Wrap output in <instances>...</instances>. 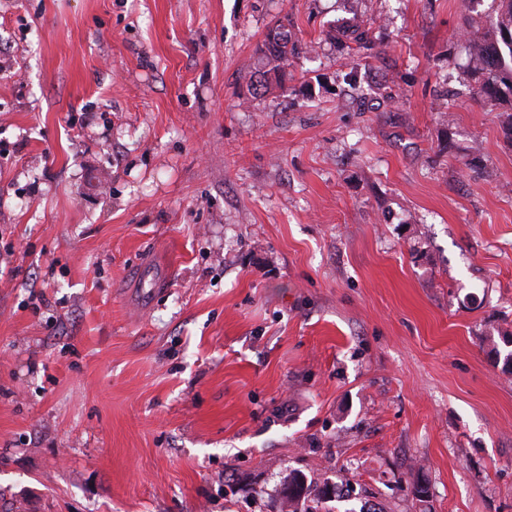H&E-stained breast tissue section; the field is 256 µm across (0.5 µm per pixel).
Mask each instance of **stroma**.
<instances>
[{"label": "stroma", "instance_id": "1", "mask_svg": "<svg viewBox=\"0 0 512 512\" xmlns=\"http://www.w3.org/2000/svg\"><path fill=\"white\" fill-rule=\"evenodd\" d=\"M495 16L0 0V512H280L293 470L350 484L320 512H512ZM498 2L497 20L472 42L473 74L480 80L479 94L512 103V0ZM330 35L341 42H350L355 44L361 52L370 51L373 47V42L369 35V29L362 21L352 23L350 25L341 24L333 26L330 29ZM272 32H274L273 36ZM261 52L267 66L276 63L266 72H274L275 79L282 82L285 77V69L288 67V61L298 53V47L296 42L292 40L288 27L284 24H278L271 28L264 40Z\"/></svg>", "mask_w": 512, "mask_h": 512}]
</instances>
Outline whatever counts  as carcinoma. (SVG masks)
I'll return each mask as SVG.
<instances>
[{
    "label": "carcinoma",
    "instance_id": "1",
    "mask_svg": "<svg viewBox=\"0 0 512 512\" xmlns=\"http://www.w3.org/2000/svg\"><path fill=\"white\" fill-rule=\"evenodd\" d=\"M330 35L341 41L356 45L361 52L373 47L369 29L359 21L350 25L341 24L330 29ZM261 52L279 82L285 77L288 61L298 53L288 27L278 24L271 28ZM475 57L473 74L480 80L478 92L491 101L504 98L512 103V0H499L497 20L472 42ZM345 487L324 480L318 482L299 471H291L282 484V504L289 512H315L314 504L332 498H344Z\"/></svg>",
    "mask_w": 512,
    "mask_h": 512
}]
</instances>
